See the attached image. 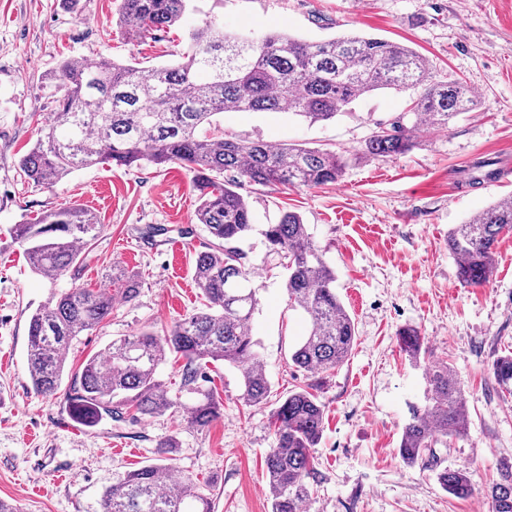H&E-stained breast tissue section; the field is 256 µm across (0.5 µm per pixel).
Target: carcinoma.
Returning <instances> with one entry per match:
<instances>
[{"instance_id": "carcinoma-1", "label": "carcinoma", "mask_w": 512, "mask_h": 512, "mask_svg": "<svg viewBox=\"0 0 512 512\" xmlns=\"http://www.w3.org/2000/svg\"><path fill=\"white\" fill-rule=\"evenodd\" d=\"M192 0H122L118 24L137 40L179 24L195 9ZM187 50L174 65L142 68L111 60L85 64L70 59L56 71L63 90L56 112L35 146L19 160L25 179L52 187L79 168L105 161L130 166L141 160L179 165L200 191L197 223L213 238L195 261L202 307L159 335L143 330L115 339L74 372L67 404L91 415L153 418L168 411L204 428L219 414L220 401L196 385L197 366L222 362L241 378V399L249 405L268 396L269 380L252 333L259 288L238 247L256 230L244 185L315 187L339 181L348 159L328 150L271 145L222 133L213 118L223 112L288 113L311 123L326 122L379 90L411 91L409 111L376 124L360 155L383 159L409 152L412 131L425 124L446 129L475 100L459 80L440 78L417 50L386 39L342 33L318 41L286 32L228 33L212 21L186 31ZM230 173L224 178V173ZM95 216L77 204L17 224L14 239L33 270L54 279L77 271L81 248L102 232ZM512 230V196H505L463 224L448 230V250L459 260L466 286H481L496 267L500 236ZM286 270L289 307L309 328L290 359L305 373L334 370L356 340L355 324L336 294V272L294 212L260 230ZM139 275L112 280V291L70 288L57 293L30 317L28 373L34 391L57 394L67 369V351L78 336L112 315L115 298L134 299ZM401 351L417 358L420 332L399 331ZM184 361L182 400L162 389L159 369L170 358ZM495 383L512 391V353L491 365ZM274 447L265 456L271 512H301L321 483L312 448L324 425V406L305 388L288 392L272 415ZM468 426L466 398L448 363L430 370L425 404L404 424L399 444L410 465L434 460L432 445L462 435ZM440 487L458 499L472 494L461 470L438 473ZM492 512H512V465L500 470L487 489ZM212 498L189 476L163 459L130 472L104 493L102 512H212Z\"/></svg>"}]
</instances>
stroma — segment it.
I'll use <instances>...</instances> for the list:
<instances>
[{
	"mask_svg": "<svg viewBox=\"0 0 512 512\" xmlns=\"http://www.w3.org/2000/svg\"><path fill=\"white\" fill-rule=\"evenodd\" d=\"M119 0H0V500L21 512H102V496L126 472L154 463L159 441L173 439L178 473L212 495L214 512H270L264 458L274 443L272 414L288 391L312 384L325 406L314 450L322 476L307 512H492L486 488L512 462V393L490 366L512 351V232L497 246V264L481 287L463 286L448 230L497 199L512 195V0H195L179 25L128 40L117 23ZM211 20L228 32L285 31L309 40L344 32L378 35L426 56L436 75L476 95L474 111L445 129H418L408 153L357 157L375 122L407 111L411 95L365 98L328 122L283 113L227 112L224 133L272 144L303 145L348 156L342 179L318 188H248L258 225L299 213L336 271V292L351 315L356 343L335 370L309 375L290 354L306 329L288 307L285 274L262 237L241 242L259 287L253 332L271 384L268 399L247 405L240 375L223 363L197 370L217 389L221 416L208 427L178 413L133 420L73 418L66 390L37 394L27 371L28 322L52 292L110 290L112 274L139 273L132 301L116 300L100 326L68 351L78 368L112 339L143 329L163 332L200 308L195 260L212 239L198 224L191 174L148 162L97 164L50 188L24 179L21 158L36 142L62 91L54 79L67 59L137 61L151 68L179 60L186 30ZM477 162L496 179L471 183ZM78 203L103 224L82 256L78 275L51 280L35 273L12 237L14 225ZM417 327L418 363L398 345ZM451 368L469 408L463 437L436 445L437 467L410 466L399 455L410 409L424 403L437 361ZM463 470L473 493L443 491L438 467Z\"/></svg>",
	"mask_w": 512,
	"mask_h": 512,
	"instance_id": "1",
	"label": "stroma"
}]
</instances>
